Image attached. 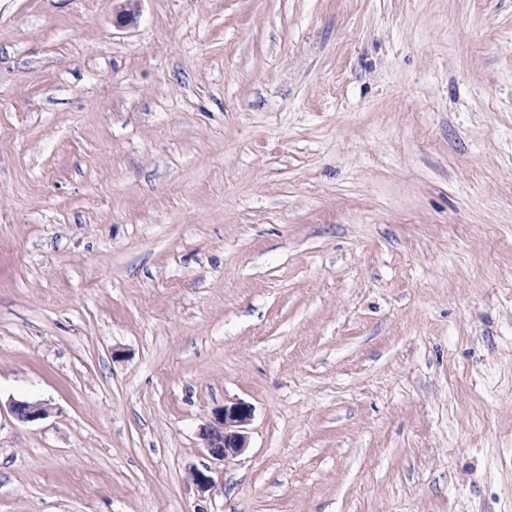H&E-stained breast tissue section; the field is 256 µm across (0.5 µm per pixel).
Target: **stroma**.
<instances>
[{
	"label": "stroma",
	"instance_id": "stroma-1",
	"mask_svg": "<svg viewBox=\"0 0 512 512\" xmlns=\"http://www.w3.org/2000/svg\"><path fill=\"white\" fill-rule=\"evenodd\" d=\"M13 398L0 512H512V0H0ZM8 409L14 418L22 423L37 421L49 413L47 405L40 401L12 399L8 404ZM253 408L242 400L224 403L213 411L212 418L200 430L202 447L211 465L204 470L192 469L190 477L201 497L215 485L214 474L226 461L242 455L249 447V425ZM213 465V466H212Z\"/></svg>",
	"mask_w": 512,
	"mask_h": 512
}]
</instances>
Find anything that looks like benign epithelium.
<instances>
[{
	"label": "benign epithelium",
	"instance_id": "obj_1",
	"mask_svg": "<svg viewBox=\"0 0 512 512\" xmlns=\"http://www.w3.org/2000/svg\"><path fill=\"white\" fill-rule=\"evenodd\" d=\"M8 409L21 423L37 421L49 413L47 405L40 401L13 399ZM252 416V406L238 400L215 409L211 420L203 425L200 438L210 464L203 470L194 468L190 471L192 484L199 494L203 495L214 487V474L219 472L221 465L247 450Z\"/></svg>",
	"mask_w": 512,
	"mask_h": 512
}]
</instances>
